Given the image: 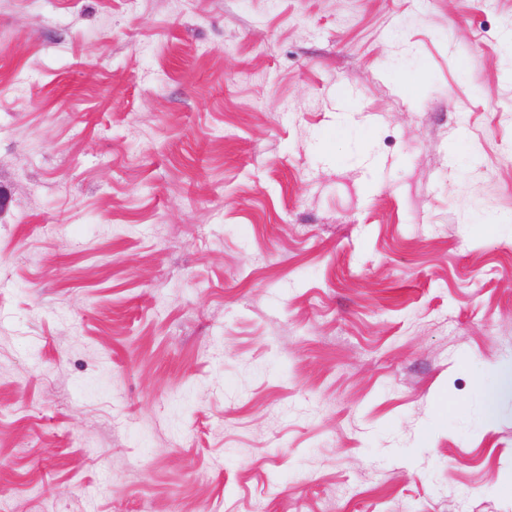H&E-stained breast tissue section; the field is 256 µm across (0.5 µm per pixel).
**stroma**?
Wrapping results in <instances>:
<instances>
[{
  "mask_svg": "<svg viewBox=\"0 0 512 512\" xmlns=\"http://www.w3.org/2000/svg\"><path fill=\"white\" fill-rule=\"evenodd\" d=\"M512 0H0V512H512Z\"/></svg>",
  "mask_w": 512,
  "mask_h": 512,
  "instance_id": "35a3bbf8",
  "label": "stroma"
}]
</instances>
